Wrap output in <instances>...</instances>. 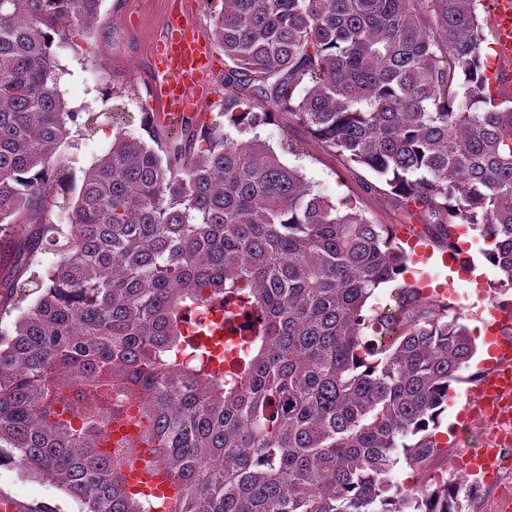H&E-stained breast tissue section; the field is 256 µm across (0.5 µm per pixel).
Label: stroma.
Here are the masks:
<instances>
[{
	"mask_svg": "<svg viewBox=\"0 0 512 512\" xmlns=\"http://www.w3.org/2000/svg\"><path fill=\"white\" fill-rule=\"evenodd\" d=\"M169 8L170 0H103L96 23L87 29L71 30L56 47L60 88L69 111L75 112L77 119L70 124V134L56 152L57 181L47 194L43 211L34 215V223H58L64 194L78 195L84 170L110 149L115 129L122 127L134 135H143L145 114L157 112L150 49ZM260 133L287 165L305 175L316 192L336 202L349 200L370 223L396 229L409 223L416 233H423L425 217L408 215L382 179L347 161L302 126L282 116L277 122L262 126ZM460 232L469 245L470 270L441 264L430 268L414 262L402 276L406 283L422 280L429 272L436 274L438 282L453 280L451 300L462 308L464 322L478 347L461 381L448 391L446 408L435 431L439 455L430 457L421 468L403 461L395 467V480L407 488L433 478H456L453 458L461 449L481 446L489 438L486 430L460 425L458 414L468 390L477 385L478 373L486 369L487 354L482 345L488 309L493 303L512 301V289L503 293L490 284L492 276L482 255L484 249L490 248V241L469 224L462 226ZM56 261L53 253L37 254L25 274L27 287L14 293L10 312L1 321L11 323L36 301L40 295L38 285ZM480 282L488 285L481 298L475 293ZM0 495L23 503L28 512L79 510L56 486L23 477L17 468L9 465L0 466Z\"/></svg>",
	"mask_w": 512,
	"mask_h": 512,
	"instance_id": "1",
	"label": "stroma"
}]
</instances>
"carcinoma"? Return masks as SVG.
Segmentation results:
<instances>
[{"instance_id":"carcinoma-1","label":"carcinoma","mask_w":512,"mask_h":512,"mask_svg":"<svg viewBox=\"0 0 512 512\" xmlns=\"http://www.w3.org/2000/svg\"><path fill=\"white\" fill-rule=\"evenodd\" d=\"M103 0H0V230L42 206L76 113L59 88L55 37ZM231 63L224 116L160 155L119 129L84 171L68 224L23 239L0 287L36 253L58 261L41 296L0 327V464L59 487L79 512H149L124 469L146 462L175 489L166 512H467L480 491L406 489L448 390L476 352L462 309L404 284L396 233L315 192L257 129L280 115L392 192L471 224L485 265L512 288V104L482 56L481 0H218ZM246 316L244 351L217 375L188 313ZM140 402L139 443L108 448Z\"/></svg>"}]
</instances>
